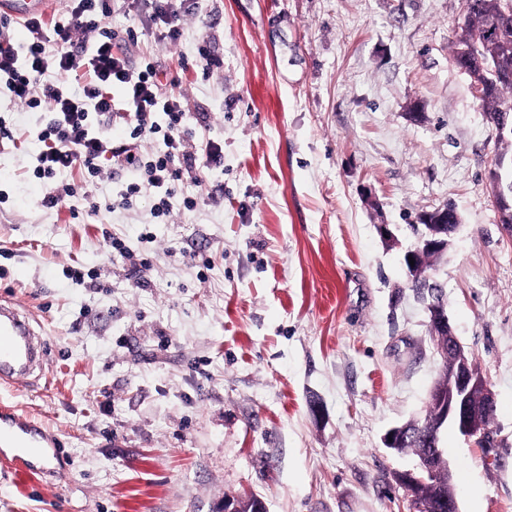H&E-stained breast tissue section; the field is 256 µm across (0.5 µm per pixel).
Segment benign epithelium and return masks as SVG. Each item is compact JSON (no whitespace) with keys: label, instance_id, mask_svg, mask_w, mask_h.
Masks as SVG:
<instances>
[{"label":"benign epithelium","instance_id":"7a95c632","mask_svg":"<svg viewBox=\"0 0 512 512\" xmlns=\"http://www.w3.org/2000/svg\"><path fill=\"white\" fill-rule=\"evenodd\" d=\"M512 155H499L495 159L493 184L495 200L502 206L512 199ZM457 214L451 205H441L422 215L424 230L418 243L429 250L443 253L451 243V234L457 225L448 223L449 215ZM434 350L441 361L439 378L429 392V400L435 407V416L418 428L417 436L423 445L416 448L415 468L397 472L395 480L409 494L408 512H460L457 493L454 489L452 472H447V480H438L434 460L444 458L443 449L438 447V435L442 428L452 427L461 435L473 438L481 434L477 429L478 417L495 405V396L481 373L467 359V352L458 340L450 323L443 299L430 297L427 304ZM412 437L410 429L402 424L394 426L383 437L384 446L395 453L401 452V446ZM430 482L436 483L442 490L439 503H430L424 507L420 503L418 489Z\"/></svg>","mask_w":512,"mask_h":512}]
</instances>
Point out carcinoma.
Listing matches in <instances>:
<instances>
[{"label": "carcinoma", "instance_id": "obj_1", "mask_svg": "<svg viewBox=\"0 0 512 512\" xmlns=\"http://www.w3.org/2000/svg\"><path fill=\"white\" fill-rule=\"evenodd\" d=\"M468 15L455 41L454 58L464 70L480 74L487 84L484 112L512 114V18L492 29L505 0H465Z\"/></svg>", "mask_w": 512, "mask_h": 512}]
</instances>
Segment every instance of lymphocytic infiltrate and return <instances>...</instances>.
Instances as JSON below:
<instances>
[{
  "instance_id": "lymphocytic-infiltrate-1",
  "label": "lymphocytic infiltrate",
  "mask_w": 512,
  "mask_h": 512,
  "mask_svg": "<svg viewBox=\"0 0 512 512\" xmlns=\"http://www.w3.org/2000/svg\"><path fill=\"white\" fill-rule=\"evenodd\" d=\"M65 19L46 25L26 21L27 44H16L0 33V81L12 99L29 108L46 107L49 118L37 134L41 144L33 173L43 179L46 192L41 204L53 208L70 199L87 202V216H95L96 202L71 183L57 182V175L80 168L88 178L101 174V160L112 155L121 166L137 170L139 179L121 194L122 205H132L142 191H152L154 210L167 215L177 198L176 186L190 180L206 185V173L223 166V148L209 143L203 154L187 144V114L179 97L163 92L153 63L137 65L115 45L105 21L112 0H72ZM150 19L161 38L182 35L184 13L195 10L197 0H145ZM124 90L123 104H116L112 87ZM123 119L129 127L128 143L110 148L101 128ZM162 135L164 151L145 154L143 141ZM181 198V197H178ZM192 208V197L181 198Z\"/></svg>"
}]
</instances>
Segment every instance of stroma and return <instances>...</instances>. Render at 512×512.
<instances>
[{
	"mask_svg": "<svg viewBox=\"0 0 512 512\" xmlns=\"http://www.w3.org/2000/svg\"><path fill=\"white\" fill-rule=\"evenodd\" d=\"M201 7L174 43L143 0L106 21L180 97L189 146L223 147L205 192L185 188L193 208L117 206L137 175L110 158L97 217L42 207L45 111L0 95V300L46 343L40 371L0 385V414L58 436L24 468L0 446V512H215L244 494L399 512L394 474L416 458L382 438L425 414L439 369L402 258L448 202L461 223L432 273L496 412L493 450L451 430L443 446L460 512H512V238L489 185L504 146L454 60L463 0Z\"/></svg>",
	"mask_w": 512,
	"mask_h": 512,
	"instance_id": "1",
	"label": "stroma"
}]
</instances>
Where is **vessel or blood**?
<instances>
[{"instance_id": "obj_1", "label": "vessel or blood", "mask_w": 512, "mask_h": 512, "mask_svg": "<svg viewBox=\"0 0 512 512\" xmlns=\"http://www.w3.org/2000/svg\"><path fill=\"white\" fill-rule=\"evenodd\" d=\"M53 0H0V12L19 20L46 16ZM33 316L11 301H0V383L28 378L42 358L44 343L33 327ZM0 438L14 445L16 456L26 459L49 454L51 441L40 435L36 423L14 418L0 429Z\"/></svg>"}]
</instances>
